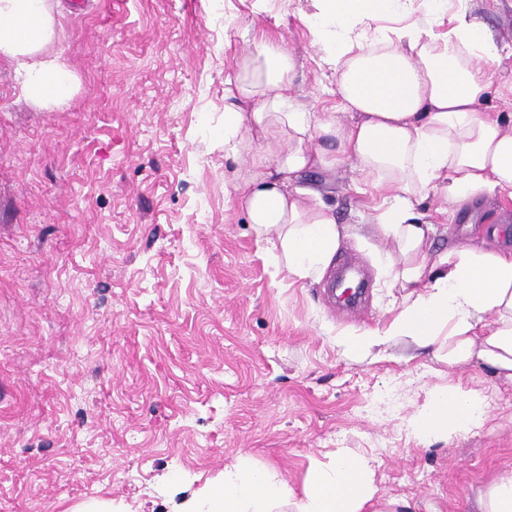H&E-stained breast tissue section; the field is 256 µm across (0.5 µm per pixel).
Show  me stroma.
Listing matches in <instances>:
<instances>
[{
	"label": "stroma",
	"instance_id": "stroma-1",
	"mask_svg": "<svg viewBox=\"0 0 512 512\" xmlns=\"http://www.w3.org/2000/svg\"><path fill=\"white\" fill-rule=\"evenodd\" d=\"M55 46L69 103L24 101L0 62V512H171L248 460L294 491L345 449L373 460L377 497L414 512H471L512 472V381L478 366L434 374L398 352L355 359L337 342L388 318L364 243L339 259L370 282L364 318L326 282L274 273L224 194V88L254 37L297 62L290 94L351 125L305 22L313 0H62ZM497 45L482 110L512 130V0H448ZM341 224H366L373 189L355 160L305 171ZM443 248L512 207L487 194L449 211ZM479 391L482 426L453 443L407 425L436 384Z\"/></svg>",
	"mask_w": 512,
	"mask_h": 512
}]
</instances>
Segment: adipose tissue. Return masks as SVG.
<instances>
[{
	"instance_id": "obj_1",
	"label": "adipose tissue",
	"mask_w": 512,
	"mask_h": 512,
	"mask_svg": "<svg viewBox=\"0 0 512 512\" xmlns=\"http://www.w3.org/2000/svg\"><path fill=\"white\" fill-rule=\"evenodd\" d=\"M306 22L324 52L349 111L342 128L332 113L301 111L288 90L295 60L279 41L260 35L240 57L224 94V150L239 156L259 136L276 147L272 161L225 173L276 273L319 281L351 233L317 190L297 184L313 164L356 158L382 195L366 232L388 245L381 264L394 312L382 327L341 341L356 357L398 346L404 360L426 355L448 367L478 364L512 379V248L489 242L438 250L439 224L415 209L423 192L463 205L484 193L512 200V131L481 112L496 57L491 36L459 17L437 32L444 0H422L426 18L366 40L372 23L406 16L415 0H314ZM59 0H0V59L15 71L21 95L47 110L66 104L74 77L53 46ZM320 148H313V141ZM477 391L430 388L408 424L423 443L449 441L486 420ZM367 458L339 454L333 466L309 470L302 493L247 462L225 469L222 482L177 503L174 512H412L409 501L377 499Z\"/></svg>"
}]
</instances>
